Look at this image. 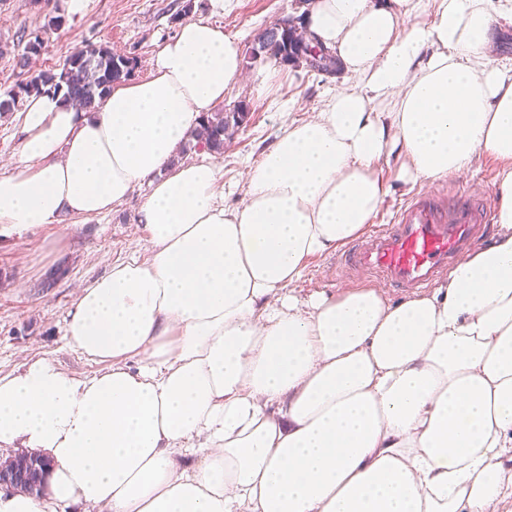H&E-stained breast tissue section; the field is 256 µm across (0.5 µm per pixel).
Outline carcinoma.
<instances>
[{
	"label": "carcinoma",
	"mask_w": 512,
	"mask_h": 512,
	"mask_svg": "<svg viewBox=\"0 0 512 512\" xmlns=\"http://www.w3.org/2000/svg\"><path fill=\"white\" fill-rule=\"evenodd\" d=\"M61 17H54L38 29L25 31V54L19 64L25 67L30 57L39 54L42 45V34L51 28H58ZM317 49L313 42H302L301 36L290 33L288 38L268 39L258 46L257 56L249 58V64L255 65L267 58L276 60L290 58L292 64L307 63V50ZM76 60L66 59L58 73L43 71L31 77L19 90L9 94V99L0 101V112H9L21 94L49 93L62 94L65 102L75 101L84 109L93 111L98 100L112 85L128 79L135 68L137 60L125 55H116L106 47L88 46L72 53ZM251 108L242 102L230 108H221L208 113L206 119L191 135L182 153L190 150H205L211 154H224V146L232 136L249 121Z\"/></svg>",
	"instance_id": "obj_1"
}]
</instances>
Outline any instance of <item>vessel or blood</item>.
<instances>
[{
    "mask_svg": "<svg viewBox=\"0 0 512 512\" xmlns=\"http://www.w3.org/2000/svg\"><path fill=\"white\" fill-rule=\"evenodd\" d=\"M490 220V207L467 197L444 207L434 196L420 195L397 213L393 223L366 234L346 260L401 291L418 293L463 257L475 239L486 235Z\"/></svg>",
    "mask_w": 512,
    "mask_h": 512,
    "instance_id": "obj_1",
    "label": "vessel or blood"
}]
</instances>
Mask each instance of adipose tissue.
Masks as SVG:
<instances>
[{"instance_id":"adipose-tissue-1","label":"adipose tissue","mask_w":512,"mask_h":512,"mask_svg":"<svg viewBox=\"0 0 512 512\" xmlns=\"http://www.w3.org/2000/svg\"><path fill=\"white\" fill-rule=\"evenodd\" d=\"M340 90L284 125L226 204L212 159L178 148L243 74L237 41L183 22L149 77L88 112L20 114L0 233L111 211L141 185L152 257L79 288L68 346L0 377V447L52 462L0 512H499L512 503V0H311ZM502 161L497 236L431 292L306 297L307 258L358 236L389 188ZM194 458L191 466L182 465Z\"/></svg>"}]
</instances>
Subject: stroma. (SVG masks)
Returning <instances> with one entry per match:
<instances>
[{
	"instance_id": "obj_1",
	"label": "stroma",
	"mask_w": 512,
	"mask_h": 512,
	"mask_svg": "<svg viewBox=\"0 0 512 512\" xmlns=\"http://www.w3.org/2000/svg\"><path fill=\"white\" fill-rule=\"evenodd\" d=\"M176 0H89L84 15L64 12L61 0H0V99L31 75L60 70L64 60L86 46H105L136 58L133 79L147 78L150 62L178 29L173 20ZM296 0H195L201 15L248 49L257 30L278 18L296 14ZM62 19L50 30L38 56L20 68L18 56L25 44L21 32L43 26L48 18ZM246 78L227 93L225 104L244 100L251 105L248 124L228 142L215 162L224 185L240 183L245 165L258 163L288 122L307 120L337 88L335 78L281 66L278 60L246 69ZM500 166L483 157L460 174L427 180L414 187L397 186L395 166H383L382 177L392 182L377 223H389L393 213L420 194L452 198L463 192L474 199H496ZM149 186L137 188L112 212L79 220L68 233L59 225H43L22 235H0V376L19 371L31 359L52 358L79 377H90L100 365L73 352L64 337V325L73 308L75 290L107 275L114 263L135 256L151 257L139 210ZM345 287L380 289L393 301L403 294L389 283L346 270L340 252L310 260L296 291L306 296Z\"/></svg>"
}]
</instances>
